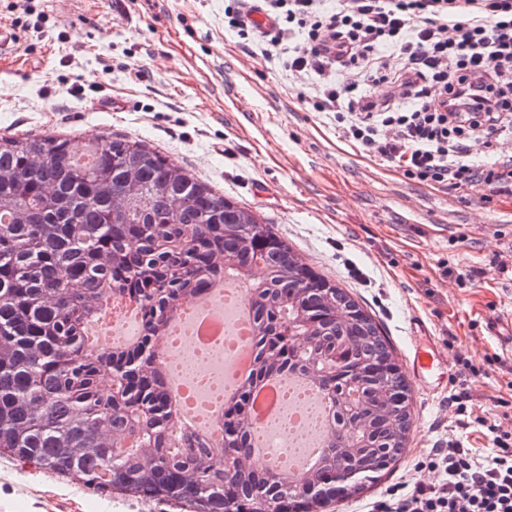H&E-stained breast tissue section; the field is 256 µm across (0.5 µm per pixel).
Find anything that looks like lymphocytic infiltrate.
<instances>
[{"instance_id": "1", "label": "lymphocytic infiltrate", "mask_w": 512, "mask_h": 512, "mask_svg": "<svg viewBox=\"0 0 512 512\" xmlns=\"http://www.w3.org/2000/svg\"><path fill=\"white\" fill-rule=\"evenodd\" d=\"M269 53L311 85L302 103L367 156L419 184L512 195V0H262ZM352 74L349 85L337 83ZM491 149L488 162L472 157ZM490 446L434 451L437 485L415 483L379 512H512V429L482 417Z\"/></svg>"}]
</instances>
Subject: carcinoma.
Here are the masks:
<instances>
[{
  "label": "carcinoma",
  "mask_w": 512,
  "mask_h": 512,
  "mask_svg": "<svg viewBox=\"0 0 512 512\" xmlns=\"http://www.w3.org/2000/svg\"><path fill=\"white\" fill-rule=\"evenodd\" d=\"M96 162L71 161L66 140L0 139V452L87 485L128 495L181 500L193 512H321L336 503L325 474L336 460L371 473L395 462L410 421V391L372 317L342 288L315 272L252 210L213 192L167 157L129 138L106 136ZM117 195L130 198L121 211ZM266 270L250 280L256 263ZM249 283L256 367L252 382L293 371L328 389L334 402L363 400L362 425L351 438L328 432L331 457L291 487L246 463L248 415L223 417V443L196 435L173 449L174 414L165 366L149 345L180 307L215 281ZM53 290L60 301L44 298ZM134 300L143 336L121 350L85 349L89 319L107 293ZM304 337L287 347L289 333ZM121 393L99 392L102 369ZM140 426L133 428L131 417ZM136 435V452L115 456ZM232 472L229 490L224 473Z\"/></svg>",
  "instance_id": "carcinoma-1"
}]
</instances>
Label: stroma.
Here are the masks:
<instances>
[{
  "label": "stroma",
  "instance_id": "obj_1",
  "mask_svg": "<svg viewBox=\"0 0 512 512\" xmlns=\"http://www.w3.org/2000/svg\"><path fill=\"white\" fill-rule=\"evenodd\" d=\"M224 0H0V25L32 23L0 52V137L63 136L73 150L112 134L143 141L224 198L251 209L311 267L339 283L388 337L411 391L401 458L328 512H366L416 480L432 449L476 429L456 426L450 394L474 415L512 397V353L500 322L512 307V196L406 180L303 109L305 88L267 57L264 35L241 39ZM443 378L423 390L414 343ZM479 376H472V369ZM182 512L68 481L0 454V512Z\"/></svg>",
  "mask_w": 512,
  "mask_h": 512
}]
</instances>
